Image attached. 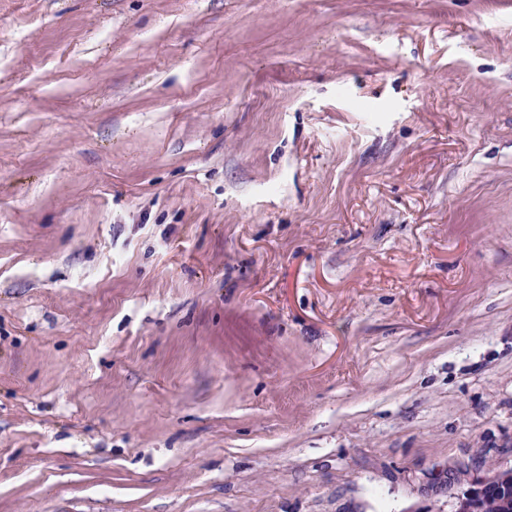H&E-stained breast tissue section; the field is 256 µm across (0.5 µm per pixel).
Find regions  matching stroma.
Wrapping results in <instances>:
<instances>
[{"label": "stroma", "instance_id": "stroma-1", "mask_svg": "<svg viewBox=\"0 0 512 512\" xmlns=\"http://www.w3.org/2000/svg\"><path fill=\"white\" fill-rule=\"evenodd\" d=\"M508 469L512 0H0V512Z\"/></svg>", "mask_w": 512, "mask_h": 512}]
</instances>
